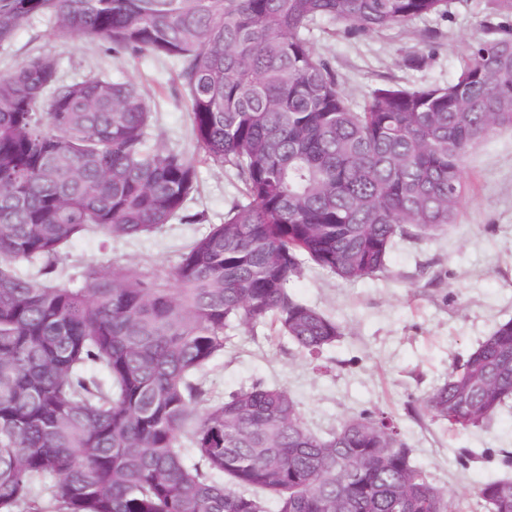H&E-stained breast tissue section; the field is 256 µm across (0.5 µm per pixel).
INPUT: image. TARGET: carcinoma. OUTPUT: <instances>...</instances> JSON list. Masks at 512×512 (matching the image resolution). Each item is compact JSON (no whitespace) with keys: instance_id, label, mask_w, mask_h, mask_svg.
<instances>
[{"instance_id":"cac0c4a2","label":"carcinoma","mask_w":512,"mask_h":512,"mask_svg":"<svg viewBox=\"0 0 512 512\" xmlns=\"http://www.w3.org/2000/svg\"><path fill=\"white\" fill-rule=\"evenodd\" d=\"M447 0H0V46L31 20L57 39L181 64L194 152L150 149L136 83L59 80L47 54L0 76V512H448L395 420L363 412L319 435L285 387L256 383L197 411L225 329L270 325L312 361L343 336L290 283L386 269L398 239L456 223L464 161L512 131V0L455 78L382 85L356 107L312 32H381ZM241 199L159 276L125 266L59 282L90 229L133 238L184 215L197 160ZM40 263L36 273L24 264ZM512 401V320L421 400L453 430ZM512 512V478L476 491Z\"/></svg>"}]
</instances>
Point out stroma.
Here are the masks:
<instances>
[{
	"mask_svg": "<svg viewBox=\"0 0 512 512\" xmlns=\"http://www.w3.org/2000/svg\"><path fill=\"white\" fill-rule=\"evenodd\" d=\"M488 0H448V11L392 30L362 34L327 24L315 49L341 74L343 88L363 103L375 87L416 88L454 78L468 44L484 36ZM47 20L35 19L0 47V73L37 54L59 62L68 82L97 73L128 78L147 95L154 114L149 146L190 150V121L179 67L171 60L115 53L98 40H53ZM427 56L422 67L408 57ZM468 193L456 224L429 240H400L384 272L345 282L309 268L290 291L338 321L343 336L314 364L270 327L228 330L224 355L206 369L210 402L261 382L283 386L307 426L326 434L365 411H383L399 425L416 464L447 494L452 512H483L476 488L512 478V403L483 426L452 432L429 415H415L421 398L443 383L449 366L512 319V132L475 145L464 165ZM199 191L188 213L207 223L175 219L137 239L89 233L66 248L63 281L80 285L92 267L120 264L167 276L180 254L220 224L239 197L234 177L211 164L197 166Z\"/></svg>",
	"mask_w": 512,
	"mask_h": 512,
	"instance_id": "obj_1",
	"label": "stroma"
}]
</instances>
